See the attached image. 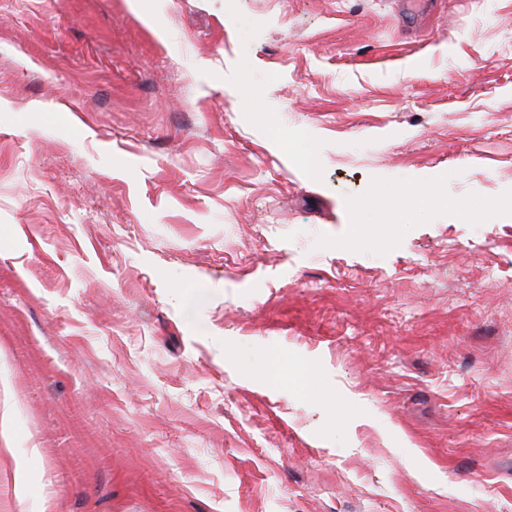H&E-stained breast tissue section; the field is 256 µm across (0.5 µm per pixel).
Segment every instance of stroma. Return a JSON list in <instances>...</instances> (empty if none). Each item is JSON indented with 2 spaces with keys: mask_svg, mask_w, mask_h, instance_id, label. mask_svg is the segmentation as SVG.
Masks as SVG:
<instances>
[{
  "mask_svg": "<svg viewBox=\"0 0 512 512\" xmlns=\"http://www.w3.org/2000/svg\"><path fill=\"white\" fill-rule=\"evenodd\" d=\"M407 10L0 0V512H512V0Z\"/></svg>",
  "mask_w": 512,
  "mask_h": 512,
  "instance_id": "obj_1",
  "label": "stroma"
}]
</instances>
